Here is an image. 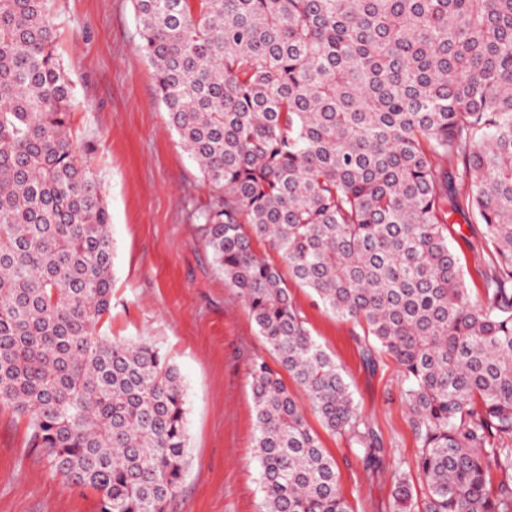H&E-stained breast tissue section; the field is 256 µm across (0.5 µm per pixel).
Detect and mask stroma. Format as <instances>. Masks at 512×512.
I'll list each match as a JSON object with an SVG mask.
<instances>
[{
    "instance_id": "stroma-1",
    "label": "stroma",
    "mask_w": 512,
    "mask_h": 512,
    "mask_svg": "<svg viewBox=\"0 0 512 512\" xmlns=\"http://www.w3.org/2000/svg\"><path fill=\"white\" fill-rule=\"evenodd\" d=\"M55 13L57 52L79 102L77 137L90 150L112 217V309L102 331L149 339L186 386L188 465L167 512H260L248 371L254 359L272 354L204 247L196 210L212 191L156 97L132 0H56ZM481 230L465 225L450 239L474 290L483 268L476 248ZM289 288L386 448L381 467L366 469L358 449L322 430L308 410V423L336 461L339 490L353 512H398L394 462L418 454L400 370L386 357L368 366L359 326L327 313L308 288L294 282ZM0 512H98L90 491L50 474L28 448L23 422L6 408H0Z\"/></svg>"
}]
</instances>
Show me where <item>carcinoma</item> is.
Wrapping results in <instances>:
<instances>
[{
	"label": "carcinoma",
	"mask_w": 512,
	"mask_h": 512,
	"mask_svg": "<svg viewBox=\"0 0 512 512\" xmlns=\"http://www.w3.org/2000/svg\"><path fill=\"white\" fill-rule=\"evenodd\" d=\"M132 3L169 124L216 191L205 247L277 363L249 369L261 512H352L284 371L365 467L385 454L289 277L362 328L367 364L400 369L419 453L395 461V501L512 512V0ZM53 6L0 0V408L98 512H166L186 391L152 342L99 332L111 214ZM459 217L485 227L476 300L448 245Z\"/></svg>",
	"instance_id": "carcinoma-1"
}]
</instances>
